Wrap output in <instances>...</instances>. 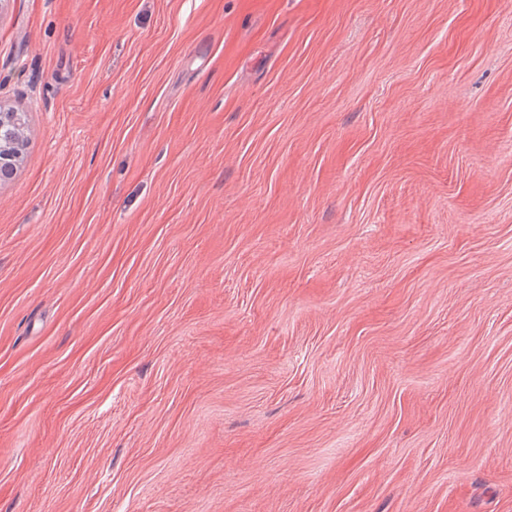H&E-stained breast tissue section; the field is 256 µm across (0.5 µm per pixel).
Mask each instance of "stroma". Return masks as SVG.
Returning a JSON list of instances; mask_svg holds the SVG:
<instances>
[{"mask_svg": "<svg viewBox=\"0 0 512 512\" xmlns=\"http://www.w3.org/2000/svg\"><path fill=\"white\" fill-rule=\"evenodd\" d=\"M0 512H512V0H0ZM18 113L14 110H6L0 105V181L10 179L15 172L20 153L14 150V143L9 138H5L4 131L7 126L13 125L14 118ZM20 120L17 125L12 126L14 141L21 147L23 151L25 138L23 136L24 125L26 124L25 115L19 116Z\"/></svg>", "mask_w": 512, "mask_h": 512, "instance_id": "35a3bbf8", "label": "stroma"}]
</instances>
